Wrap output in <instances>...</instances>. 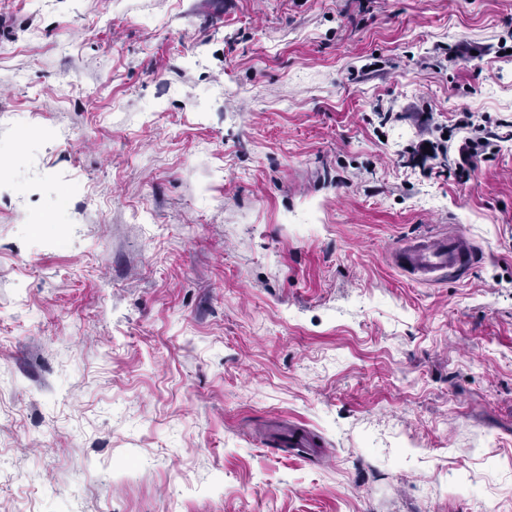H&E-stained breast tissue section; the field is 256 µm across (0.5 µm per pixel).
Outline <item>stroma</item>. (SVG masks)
<instances>
[{
  "label": "stroma",
  "instance_id": "35a3bbf8",
  "mask_svg": "<svg viewBox=\"0 0 512 512\" xmlns=\"http://www.w3.org/2000/svg\"><path fill=\"white\" fill-rule=\"evenodd\" d=\"M1 163L0 512H512V0H0ZM478 251L461 231L426 234L396 248L400 266L424 281L449 277L470 264Z\"/></svg>",
  "mask_w": 512,
  "mask_h": 512
}]
</instances>
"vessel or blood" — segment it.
I'll use <instances>...</instances> for the list:
<instances>
[{
	"mask_svg": "<svg viewBox=\"0 0 512 512\" xmlns=\"http://www.w3.org/2000/svg\"><path fill=\"white\" fill-rule=\"evenodd\" d=\"M478 251L464 233L426 234L396 249L400 266L424 281H438L470 264Z\"/></svg>",
	"mask_w": 512,
	"mask_h": 512,
	"instance_id": "obj_1",
	"label": "vessel or blood"
}]
</instances>
